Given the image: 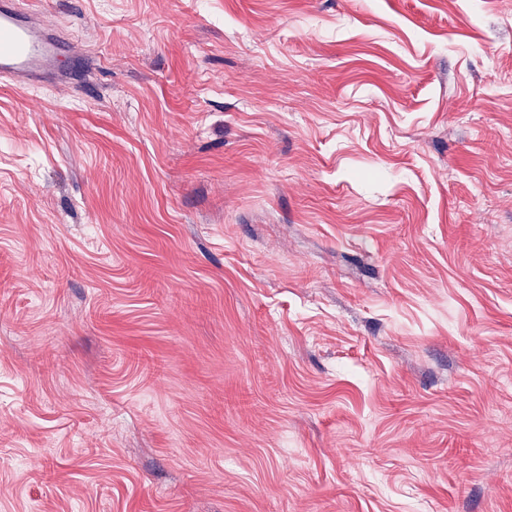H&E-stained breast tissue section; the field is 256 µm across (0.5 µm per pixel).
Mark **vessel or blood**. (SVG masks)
<instances>
[{
  "label": "vessel or blood",
  "mask_w": 512,
  "mask_h": 512,
  "mask_svg": "<svg viewBox=\"0 0 512 512\" xmlns=\"http://www.w3.org/2000/svg\"><path fill=\"white\" fill-rule=\"evenodd\" d=\"M69 41L45 17L20 7L18 0H0V82L33 87L48 81L72 80Z\"/></svg>",
  "instance_id": "b4317fda"
}]
</instances>
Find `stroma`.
Segmentation results:
<instances>
[{"mask_svg": "<svg viewBox=\"0 0 512 512\" xmlns=\"http://www.w3.org/2000/svg\"><path fill=\"white\" fill-rule=\"evenodd\" d=\"M0 512H512V0H23ZM19 4L0 1V82L33 87L74 80L73 70L60 63L61 57H70L72 43L57 33L50 20Z\"/></svg>", "mask_w": 512, "mask_h": 512, "instance_id": "obj_1", "label": "stroma"}]
</instances>
